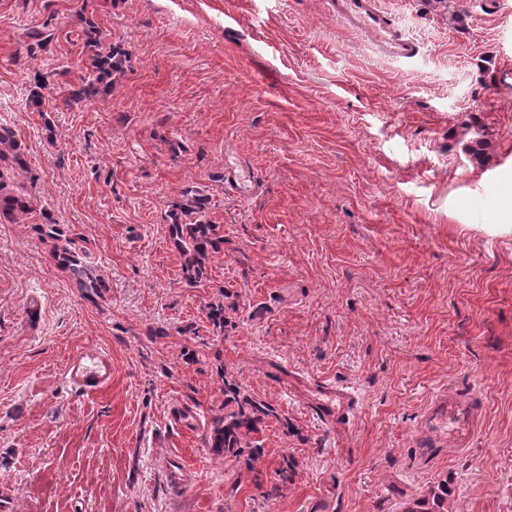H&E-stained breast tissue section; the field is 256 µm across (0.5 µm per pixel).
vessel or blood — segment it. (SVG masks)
I'll return each mask as SVG.
<instances>
[{
	"label": "vessel or blood",
	"mask_w": 512,
	"mask_h": 512,
	"mask_svg": "<svg viewBox=\"0 0 512 512\" xmlns=\"http://www.w3.org/2000/svg\"><path fill=\"white\" fill-rule=\"evenodd\" d=\"M337 20L350 30L371 39L379 50L399 59H411L418 53L416 43L407 38L389 20L379 0H330ZM68 384L87 394L101 392L112 383V356L99 346H85L67 361ZM353 395L340 387L317 386L312 401L329 420H348ZM480 407L473 398L452 394L438 399L431 412L433 420L447 425L448 437L456 447H467L479 419Z\"/></svg>",
	"instance_id": "b4317fda"
}]
</instances>
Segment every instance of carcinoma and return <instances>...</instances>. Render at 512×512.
<instances>
[{"label":"carcinoma","mask_w":512,"mask_h":512,"mask_svg":"<svg viewBox=\"0 0 512 512\" xmlns=\"http://www.w3.org/2000/svg\"><path fill=\"white\" fill-rule=\"evenodd\" d=\"M84 46L89 51L88 78L57 94L44 81L35 84L27 96L30 109L42 114L58 102L71 108L112 92L114 82L128 67V51L109 42L108 35L91 23L85 30ZM28 171L27 149L22 140L10 127L0 125V224H30L41 218L35 228L39 238L51 244L56 265L70 274L77 287L98 293L106 287L105 281L93 275L83 257L72 248L62 226L49 212L36 208L31 193L20 182ZM210 208L208 196L187 188L181 191L180 200L167 214L172 243L183 258L184 278L195 286L207 277L206 262L210 254L224 244L223 227L209 219ZM206 318L216 335L224 334L227 324L224 304L208 305ZM220 377L224 381V413L213 417L207 445L217 454L245 455L251 461H258L265 454L258 438L259 425L263 419L276 416V409L248 394L235 381L226 379L225 370H220ZM405 512H448V483L440 482L430 488Z\"/></svg>","instance_id":"carcinoma-1"}]
</instances>
